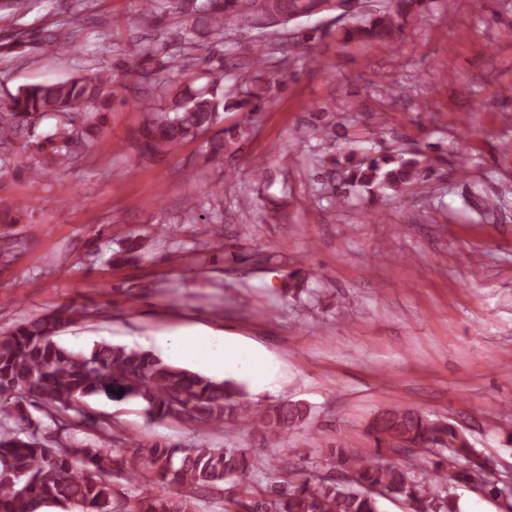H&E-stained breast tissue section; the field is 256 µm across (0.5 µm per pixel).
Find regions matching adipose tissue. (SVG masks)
<instances>
[{
  "instance_id": "obj_1",
  "label": "adipose tissue",
  "mask_w": 512,
  "mask_h": 512,
  "mask_svg": "<svg viewBox=\"0 0 512 512\" xmlns=\"http://www.w3.org/2000/svg\"><path fill=\"white\" fill-rule=\"evenodd\" d=\"M162 347L174 360L187 361L216 373L234 369L259 386L265 384L272 372V364L262 350L219 333L177 334L164 340Z\"/></svg>"
}]
</instances>
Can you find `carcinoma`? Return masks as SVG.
<instances>
[{
    "mask_svg": "<svg viewBox=\"0 0 512 512\" xmlns=\"http://www.w3.org/2000/svg\"><path fill=\"white\" fill-rule=\"evenodd\" d=\"M327 0H143L142 12L156 18L186 17L182 31L187 53L167 66L180 72L179 83H163L148 68L168 55L157 39L135 45L128 75L141 88V100L154 96L138 129L141 155L164 156L199 138L202 154L216 166L224 154L250 134L244 123L222 129L219 140L207 137L226 112L254 115L284 85L269 65L270 56L255 50L251 63L237 73L223 59L202 68L189 64L200 38L221 43L232 31H258L316 14ZM423 0H385L375 17L348 29L354 39L390 40L400 19ZM118 94L112 74L84 75L47 85H29L0 101V147L13 154L6 163L38 178L48 167L67 166L80 151L95 145L98 112ZM55 121L53 133L14 150L16 140L35 123ZM342 183L371 195L392 189L403 193L426 181L428 168L416 157L379 154L361 161L344 156ZM77 311L59 309L18 324L0 336V512H41L51 504L82 512H194L186 494H220L223 512H381L383 502L405 503L411 512H458L454 489L467 485L494 501L512 500V485L496 475V463L475 453L463 430L445 419L414 409L389 408L369 426L376 448L400 455L380 463L336 446L324 474L281 460L264 481L252 474L266 468L251 448H197L159 444L145 450L135 444L117 450L90 444L53 446L37 436L38 426L25 407L56 418L85 398L120 396L143 407L159 421H186L199 431L224 429L247 416L271 445L309 420L299 401L261 408L246 401L244 385L170 364L156 354L107 343L70 349L56 334L76 320Z\"/></svg>",
    "mask_w": 512,
    "mask_h": 512,
    "instance_id": "obj_1",
    "label": "carcinoma"
}]
</instances>
